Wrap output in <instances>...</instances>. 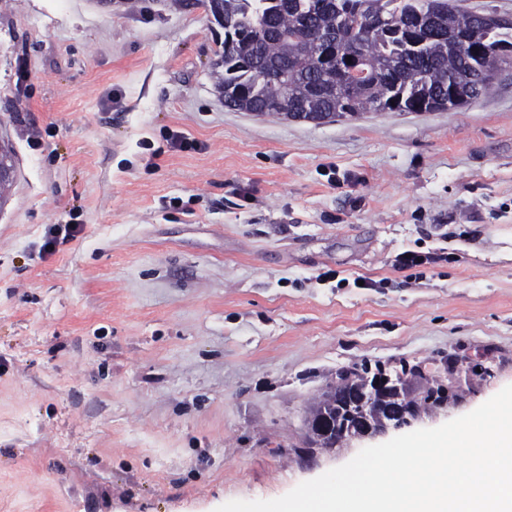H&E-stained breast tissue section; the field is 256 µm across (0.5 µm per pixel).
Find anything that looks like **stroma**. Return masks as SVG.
Returning <instances> with one entry per match:
<instances>
[{
    "label": "stroma",
    "mask_w": 512,
    "mask_h": 512,
    "mask_svg": "<svg viewBox=\"0 0 512 512\" xmlns=\"http://www.w3.org/2000/svg\"><path fill=\"white\" fill-rule=\"evenodd\" d=\"M223 40L173 0H0V512L282 497L387 440L305 449L343 371L439 376L408 433L512 385V71L294 121L225 108ZM441 257L434 256V253L423 254L420 252L406 250L397 255L396 268L401 271L412 270L425 265L435 263Z\"/></svg>",
    "instance_id": "35a3bbf8"
}]
</instances>
